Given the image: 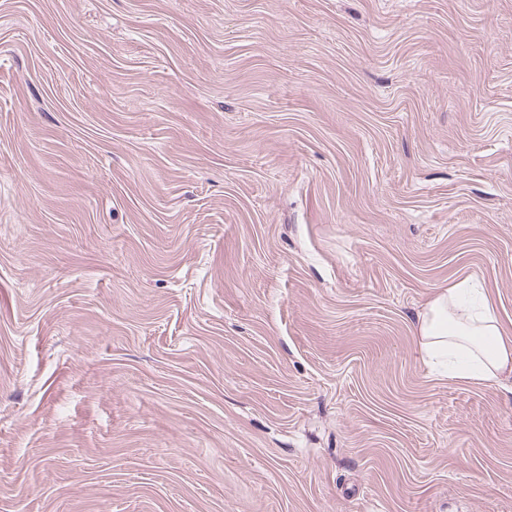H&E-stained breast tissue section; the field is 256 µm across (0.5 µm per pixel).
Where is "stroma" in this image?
Segmentation results:
<instances>
[{
  "instance_id": "35a3bbf8",
  "label": "stroma",
  "mask_w": 512,
  "mask_h": 512,
  "mask_svg": "<svg viewBox=\"0 0 512 512\" xmlns=\"http://www.w3.org/2000/svg\"><path fill=\"white\" fill-rule=\"evenodd\" d=\"M512 0H0V512H512ZM469 278L438 292L417 315L423 364L453 380L495 383L512 375V337Z\"/></svg>"
}]
</instances>
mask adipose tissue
<instances>
[{"instance_id":"1","label":"adipose tissue","mask_w":512,"mask_h":512,"mask_svg":"<svg viewBox=\"0 0 512 512\" xmlns=\"http://www.w3.org/2000/svg\"><path fill=\"white\" fill-rule=\"evenodd\" d=\"M423 364L453 380L494 383L512 375V337L472 280L438 292L417 315Z\"/></svg>"}]
</instances>
